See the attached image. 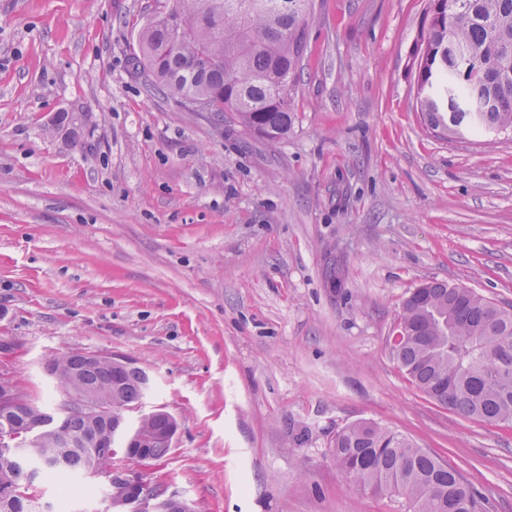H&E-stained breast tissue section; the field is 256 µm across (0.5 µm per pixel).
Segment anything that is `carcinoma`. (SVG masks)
I'll return each instance as SVG.
<instances>
[{
    "instance_id": "obj_1",
    "label": "carcinoma",
    "mask_w": 512,
    "mask_h": 512,
    "mask_svg": "<svg viewBox=\"0 0 512 512\" xmlns=\"http://www.w3.org/2000/svg\"><path fill=\"white\" fill-rule=\"evenodd\" d=\"M179 32L172 37L161 12L139 30L132 69L150 89L178 106L206 100L212 117L224 114L270 141L288 136L292 91L306 46L310 0H172ZM448 0H429L430 20L417 60L416 103L431 130L454 135L444 90L472 95L484 111L467 131H512V0H459L464 15L445 19ZM462 48L477 73L462 80L454 57ZM400 324L407 330L395 351L409 381L441 406L465 417L512 427V312L471 288L432 281L406 300ZM45 371L64 390L109 397L127 407L149 390L146 372L127 363L93 362L85 353L54 355ZM16 411H0V433L20 432L23 463L0 460V512H45L28 477L75 473L105 476L125 437L124 420L104 423L79 411L48 413L18 384ZM138 430L164 435L176 420L159 409L140 418ZM344 478L360 475L373 494L404 498L411 512H490L491 502L448 463L411 440L373 423L337 432L332 449Z\"/></svg>"
}]
</instances>
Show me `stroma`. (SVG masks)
Here are the masks:
<instances>
[{
	"label": "stroma",
	"mask_w": 512,
	"mask_h": 512,
	"mask_svg": "<svg viewBox=\"0 0 512 512\" xmlns=\"http://www.w3.org/2000/svg\"><path fill=\"white\" fill-rule=\"evenodd\" d=\"M154 7L0 0V376L52 408V355L145 369L143 411L178 429L137 469L195 512H406L337 471L333 440L358 421L512 512V428L434 403L390 344L428 281L512 306V134L425 128L411 62L428 0H313L278 143L143 85L128 59ZM105 484L41 489L54 512H110Z\"/></svg>",
	"instance_id": "stroma-1"
}]
</instances>
